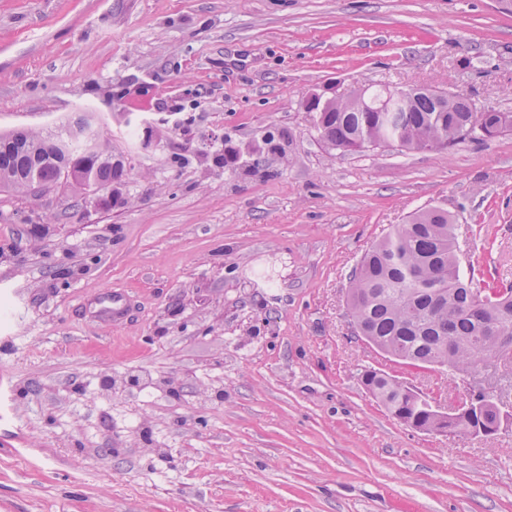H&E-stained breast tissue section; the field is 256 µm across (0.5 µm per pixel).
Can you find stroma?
Here are the masks:
<instances>
[{"label": "stroma", "instance_id": "stroma-1", "mask_svg": "<svg viewBox=\"0 0 512 512\" xmlns=\"http://www.w3.org/2000/svg\"><path fill=\"white\" fill-rule=\"evenodd\" d=\"M371 86L512 112V0H0V132L93 112L125 164L111 208L0 191V512H512V375L390 361L347 306L431 206L465 276L512 286V135L323 143L310 93ZM368 370L504 420L414 429Z\"/></svg>", "mask_w": 512, "mask_h": 512}]
</instances>
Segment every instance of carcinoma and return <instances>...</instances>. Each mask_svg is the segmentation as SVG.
<instances>
[{"mask_svg":"<svg viewBox=\"0 0 512 512\" xmlns=\"http://www.w3.org/2000/svg\"><path fill=\"white\" fill-rule=\"evenodd\" d=\"M449 110L421 93L387 112L365 111L361 103L342 99L317 102L311 111L321 139L343 153H358L369 144H394L405 150H446L466 138L487 140L512 132V112L478 108L468 97L448 99ZM89 130L104 144L109 137L92 129L79 115L62 125L57 137L69 152L79 153L84 138L70 134ZM28 159L10 155L0 160V187L32 192L35 185L93 190L123 176L122 162L96 165L78 158L73 174L62 162L47 161L33 183L17 182ZM492 282L461 278L455 224L448 211L433 207L416 212L410 221L375 243L350 277L348 308L355 331L399 361L426 369L470 371L489 358L512 372V351L502 352L487 334L489 323L512 336V295L496 298ZM363 385L396 420L418 430L463 435L465 422L437 423L429 403L412 400L390 376L368 370Z\"/></svg>","mask_w":512,"mask_h":512,"instance_id":"obj_1","label":"carcinoma"}]
</instances>
